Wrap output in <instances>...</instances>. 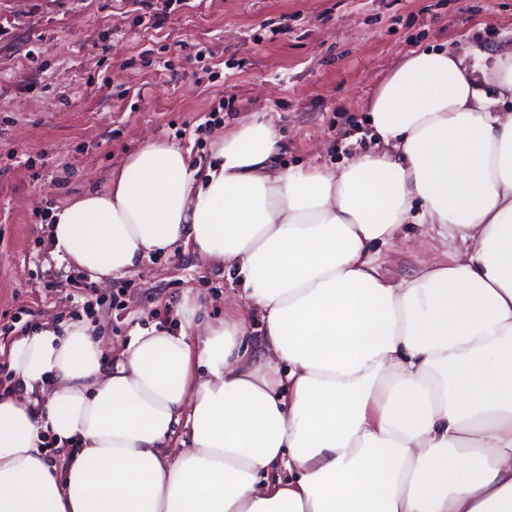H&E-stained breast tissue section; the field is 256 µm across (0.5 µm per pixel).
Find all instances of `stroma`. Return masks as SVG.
<instances>
[{"label": "stroma", "mask_w": 512, "mask_h": 512, "mask_svg": "<svg viewBox=\"0 0 512 512\" xmlns=\"http://www.w3.org/2000/svg\"><path fill=\"white\" fill-rule=\"evenodd\" d=\"M512 44V0H0V390L10 350L45 320L81 323L115 360L139 329L173 325L185 296L226 313L234 270L175 245L107 286L54 257L48 226L68 200L105 189L148 139L196 165L213 141L265 112L281 164L336 168L377 151L368 102L406 52ZM448 241L403 225L378 249L397 283L444 264Z\"/></svg>", "instance_id": "35a3bbf8"}]
</instances>
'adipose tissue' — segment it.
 <instances>
[{
  "label": "adipose tissue",
  "instance_id": "ef3b65f1",
  "mask_svg": "<svg viewBox=\"0 0 512 512\" xmlns=\"http://www.w3.org/2000/svg\"><path fill=\"white\" fill-rule=\"evenodd\" d=\"M510 102L512 48L414 50L369 103L376 152L278 168L254 115L212 165L149 142L55 211V254L92 281L183 243L249 310L185 299L109 368L82 324L15 341L0 512H512ZM411 222L455 254L394 284L374 253Z\"/></svg>",
  "mask_w": 512,
  "mask_h": 512
}]
</instances>
